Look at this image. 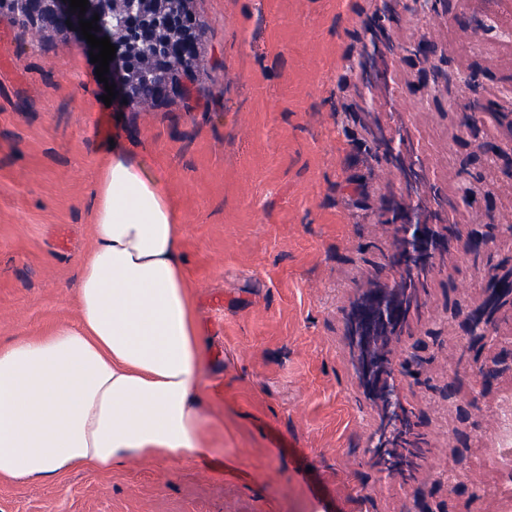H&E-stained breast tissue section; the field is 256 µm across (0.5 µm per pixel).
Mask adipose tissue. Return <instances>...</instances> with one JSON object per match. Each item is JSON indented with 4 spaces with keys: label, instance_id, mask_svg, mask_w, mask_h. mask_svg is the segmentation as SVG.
I'll return each instance as SVG.
<instances>
[{
    "label": "adipose tissue",
    "instance_id": "1",
    "mask_svg": "<svg viewBox=\"0 0 512 512\" xmlns=\"http://www.w3.org/2000/svg\"><path fill=\"white\" fill-rule=\"evenodd\" d=\"M78 318L0 344V484L204 454L200 339L175 207L113 146Z\"/></svg>",
    "mask_w": 512,
    "mask_h": 512
}]
</instances>
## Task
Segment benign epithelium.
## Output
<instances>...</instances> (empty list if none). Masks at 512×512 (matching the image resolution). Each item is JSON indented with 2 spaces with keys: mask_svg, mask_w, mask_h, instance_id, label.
<instances>
[{
  "mask_svg": "<svg viewBox=\"0 0 512 512\" xmlns=\"http://www.w3.org/2000/svg\"><path fill=\"white\" fill-rule=\"evenodd\" d=\"M120 12L123 19L122 32L115 34L108 25V18ZM99 15L98 38L109 37L116 46V57L109 62V75L116 85L115 96L129 105L153 106L173 96L185 97L189 87L185 80L202 65L200 42L202 36L195 23V13L190 0H89L84 16L70 10L67 0H0V18L14 20L36 34L48 29L45 17L51 16L56 30L90 48L81 35L79 20H92ZM157 81L162 94H146L141 90L143 82ZM404 137L394 130L371 139L373 153L406 152L402 174L405 193L412 197L421 194L424 183L412 161V149L401 148ZM375 223L393 230L395 244L386 255V266L390 270L408 266L431 271L445 245L440 234L441 225L428 224L420 220L413 203L402 209L382 208L374 213ZM405 309L394 308L385 299L380 289L367 298L357 322L364 330L374 326L379 317L404 321ZM423 357L412 351L389 363L388 370L411 378L418 384L422 378Z\"/></svg>",
  "mask_w": 512,
  "mask_h": 512,
  "instance_id": "1",
  "label": "benign epithelium"
}]
</instances>
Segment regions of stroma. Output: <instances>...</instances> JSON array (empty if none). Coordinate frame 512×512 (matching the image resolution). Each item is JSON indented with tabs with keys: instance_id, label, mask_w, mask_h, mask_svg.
Instances as JSON below:
<instances>
[{
	"instance_id": "35a3bbf8",
	"label": "stroma",
	"mask_w": 512,
	"mask_h": 512,
	"mask_svg": "<svg viewBox=\"0 0 512 512\" xmlns=\"http://www.w3.org/2000/svg\"><path fill=\"white\" fill-rule=\"evenodd\" d=\"M376 45L361 33L383 6ZM208 63L187 97L147 108L104 104L89 55L57 34L0 19V343L78 316L82 255L100 164L121 142L176 206L187 260L211 450L197 458L81 470L45 484L1 485L0 512H512L499 446L512 439V335L478 356L467 317L484 303L481 268L459 248L479 224L512 223V178L483 171L480 208L457 206L450 179L473 139L452 141L471 99L512 110V0H195ZM490 32L469 38L479 23ZM431 46L417 65L400 53ZM377 55L390 91L359 74ZM450 86H434L432 63ZM401 129L429 191L424 220L451 223L401 333L398 356L425 341L426 383L397 375L418 446L384 472L365 448L381 412L366 397L348 317L391 273V229L360 205H400L393 157L361 141Z\"/></svg>"
}]
</instances>
